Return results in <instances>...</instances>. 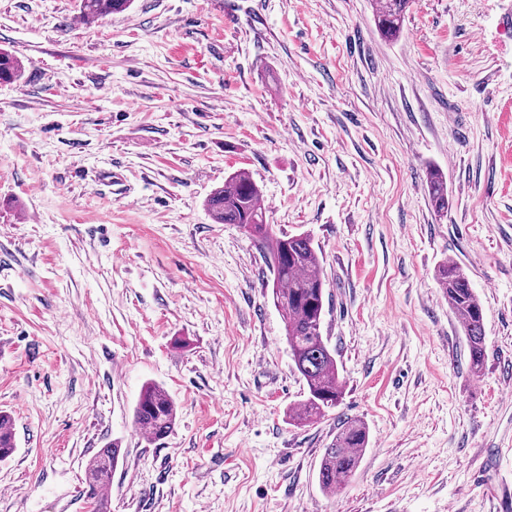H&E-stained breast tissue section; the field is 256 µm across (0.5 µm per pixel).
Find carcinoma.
Masks as SVG:
<instances>
[{
    "label": "carcinoma",
    "mask_w": 512,
    "mask_h": 512,
    "mask_svg": "<svg viewBox=\"0 0 512 512\" xmlns=\"http://www.w3.org/2000/svg\"><path fill=\"white\" fill-rule=\"evenodd\" d=\"M411 0H378L375 16L383 34L399 33ZM131 0H81L83 18L94 21L129 8ZM22 76L21 63L10 53L0 50V82L11 83ZM428 195L434 211L448 212V186L441 173H427ZM206 207L218 224H238L266 254L273 274L272 297L281 312L286 331L288 353L295 371L307 387V395L289 414L298 423H311L325 415L326 409L338 405L344 391L334 351L321 332L324 315V281L318 252L310 235L276 236L267 223L261 190L245 171H238L215 189ZM436 279L459 317L466 337L469 369L478 374L483 368L485 324L482 304L470 280L456 261L438 267ZM177 408L169 394L154 383L143 386L133 410L136 428L151 440H159L172 431ZM369 445L364 424L346 419L338 428L336 439L324 449L318 469L320 486L334 492L344 486ZM16 451L15 436L9 416L0 412V462ZM118 443L100 449L85 465L84 495L92 512H111L105 494L112 472L119 464Z\"/></svg>",
    "instance_id": "1"
}]
</instances>
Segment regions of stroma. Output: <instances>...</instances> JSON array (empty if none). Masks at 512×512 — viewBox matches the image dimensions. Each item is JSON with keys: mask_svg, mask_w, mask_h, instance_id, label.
<instances>
[{"mask_svg": "<svg viewBox=\"0 0 512 512\" xmlns=\"http://www.w3.org/2000/svg\"><path fill=\"white\" fill-rule=\"evenodd\" d=\"M0 0V512H87L119 442L112 512H512V0ZM274 234L306 232L345 388L316 422L263 252L205 198L235 171ZM448 183L438 215L428 170ZM484 308L471 374L436 271ZM173 431L133 425L142 386ZM369 445L318 468L340 421ZM131 0H81L80 13L83 18L94 21L112 13L129 8ZM411 0H379L375 16L378 26L386 36L399 33ZM177 408L169 394L155 383H146L133 410L136 428L151 440H159L172 431ZM369 445V432L364 424L346 419L338 428L336 439L325 448L318 469L320 486L334 492L344 486L355 470ZM113 442L101 448L85 465V490L83 494L91 512H111V500L105 494L108 482L112 481V472L119 464L120 448Z\"/></svg>", "mask_w": 512, "mask_h": 512, "instance_id": "obj_1", "label": "stroma"}]
</instances>
